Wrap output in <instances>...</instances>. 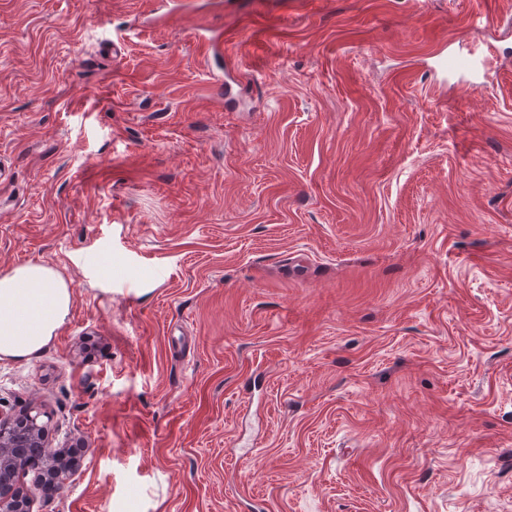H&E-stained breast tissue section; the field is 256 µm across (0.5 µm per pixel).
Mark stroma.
Returning a JSON list of instances; mask_svg holds the SVG:
<instances>
[{
	"label": "stroma",
	"mask_w": 512,
	"mask_h": 512,
	"mask_svg": "<svg viewBox=\"0 0 512 512\" xmlns=\"http://www.w3.org/2000/svg\"><path fill=\"white\" fill-rule=\"evenodd\" d=\"M0 167L33 512H512V0H0ZM72 304L66 280L52 266L27 262L0 275V359L21 361L40 354Z\"/></svg>",
	"instance_id": "obj_1"
}]
</instances>
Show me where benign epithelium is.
Here are the masks:
<instances>
[{"label": "benign epithelium", "instance_id": "7a95c632", "mask_svg": "<svg viewBox=\"0 0 512 512\" xmlns=\"http://www.w3.org/2000/svg\"><path fill=\"white\" fill-rule=\"evenodd\" d=\"M27 417V429L22 431L16 419L0 408V469L6 466L14 472L12 478H0V512H32L31 494L17 483V475L27 472L29 463L15 449L41 450L46 463L37 472L34 483L41 486L49 479L58 492L69 485L87 451L83 444L76 448L50 449L41 412L34 409Z\"/></svg>", "mask_w": 512, "mask_h": 512}]
</instances>
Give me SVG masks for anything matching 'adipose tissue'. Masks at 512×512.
<instances>
[{
  "mask_svg": "<svg viewBox=\"0 0 512 512\" xmlns=\"http://www.w3.org/2000/svg\"><path fill=\"white\" fill-rule=\"evenodd\" d=\"M73 304L61 273L28 262L0 275V359L28 360L56 336Z\"/></svg>",
  "mask_w": 512,
  "mask_h": 512,
  "instance_id": "ef3b65f1",
  "label": "adipose tissue"
}]
</instances>
